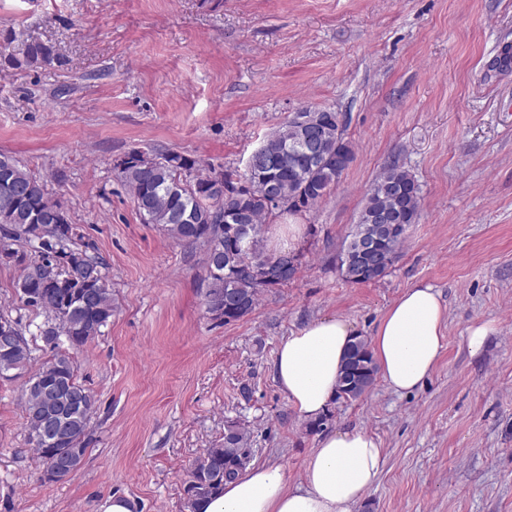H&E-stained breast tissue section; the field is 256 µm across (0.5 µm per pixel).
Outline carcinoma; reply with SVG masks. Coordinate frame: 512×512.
<instances>
[{"instance_id":"obj_1","label":"carcinoma","mask_w":512,"mask_h":512,"mask_svg":"<svg viewBox=\"0 0 512 512\" xmlns=\"http://www.w3.org/2000/svg\"><path fill=\"white\" fill-rule=\"evenodd\" d=\"M31 63L49 64L56 59L52 46L35 42L28 46ZM339 113L330 108L295 112L263 144L265 158L246 166L241 175L211 171L201 173L197 159L178 152L157 156L147 164L142 151L132 149L116 161L117 179L132 192L136 208L148 224H157L172 239L204 248L206 275L202 303L211 320L221 324L238 321L251 313L264 288L287 284L298 270V256L285 253L266 255L262 251L265 220L282 212H306L329 193L344 168L336 157L354 160V150L345 134L337 133ZM318 123L323 139L325 163L306 155L297 147L301 121ZM420 188L413 175L393 164L372 182L365 204L353 225L349 241L337 256L343 280L365 284L384 277L397 259L410 225L419 216ZM388 211L397 223L384 224L376 215ZM56 213L57 235L42 238L38 225ZM80 228L69 221L63 203L47 188L44 180L0 153V260L22 266L17 288L27 306L42 309L47 320L37 326L38 336L52 355L25 380L24 413L28 442L47 463L52 448H77L86 455L91 443L88 430L95 411L71 413L58 407L72 433L53 443L44 438L35 421L37 406L46 403L30 385H59L65 390L95 395L78 376V367L63 343L77 350L101 335L112 320V290L108 287L104 264L81 248ZM38 243V258L11 243ZM289 266H284L285 261ZM33 350L22 340L11 352H0V378L12 379L14 370L28 371ZM377 374L369 340L354 338L345 357L337 397L356 401L373 386ZM251 433L238 422L224 429L223 441L206 450L194 473L205 491L193 500L208 498L224 489L246 466Z\"/></svg>"}]
</instances>
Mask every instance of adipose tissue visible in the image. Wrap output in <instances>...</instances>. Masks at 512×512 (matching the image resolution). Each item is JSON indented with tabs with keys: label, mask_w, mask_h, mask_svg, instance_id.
Returning a JSON list of instances; mask_svg holds the SVG:
<instances>
[{
	"label": "adipose tissue",
	"mask_w": 512,
	"mask_h": 512,
	"mask_svg": "<svg viewBox=\"0 0 512 512\" xmlns=\"http://www.w3.org/2000/svg\"><path fill=\"white\" fill-rule=\"evenodd\" d=\"M445 321L446 306L429 285L406 289L390 305L370 339L388 389L409 393L431 376L445 349ZM354 336L350 323L336 316L309 321L281 340L275 379L303 419H318L335 399ZM383 465L377 438L356 427L339 429L320 436L298 484L289 485L279 465L254 464L195 512H354Z\"/></svg>",
	"instance_id": "ef3b65f1"
}]
</instances>
